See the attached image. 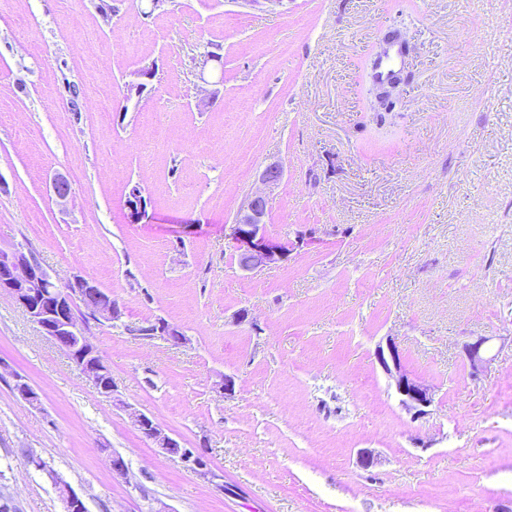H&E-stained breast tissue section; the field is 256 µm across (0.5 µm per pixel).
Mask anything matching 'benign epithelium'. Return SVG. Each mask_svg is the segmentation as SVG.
Segmentation results:
<instances>
[{"label":"benign epithelium","mask_w":512,"mask_h":512,"mask_svg":"<svg viewBox=\"0 0 512 512\" xmlns=\"http://www.w3.org/2000/svg\"><path fill=\"white\" fill-rule=\"evenodd\" d=\"M282 174L279 164L270 163L261 171L259 180L272 187L281 180ZM51 191L58 202H66L71 195V184L67 176L59 174L54 177ZM125 207L131 223L137 224L145 217L146 206L139 186L130 188ZM266 214L267 200L261 193L248 197L237 213L233 238L240 253L245 256V260L240 263L245 272H252L285 258L284 249L266 234ZM96 287L98 283L83 274L74 275L64 284L58 283L32 251L21 244L0 248V294L10 296L20 305L41 335L60 347L97 390L110 398L112 382L104 380V376L109 374V368L91 342L86 324L75 316L76 308L82 303L83 291ZM122 317L123 310L115 301L98 306L94 313V320L98 322H119ZM176 333L178 330L163 319L137 329V335L144 339ZM486 342L487 338L480 336L465 345L466 356L475 369L485 362L482 348ZM374 356L393 382L401 407L414 419L428 415L434 402L433 390L405 369L395 340L388 337L385 342L378 343ZM133 423L145 438L155 443L161 453L185 462L191 460L189 451L178 440L163 433L152 418L135 414ZM27 464L37 471L46 472L64 504V512H85L83 498L57 473L45 470L37 455L28 454ZM193 464L199 469L203 468V463L197 460Z\"/></svg>","instance_id":"1"}]
</instances>
